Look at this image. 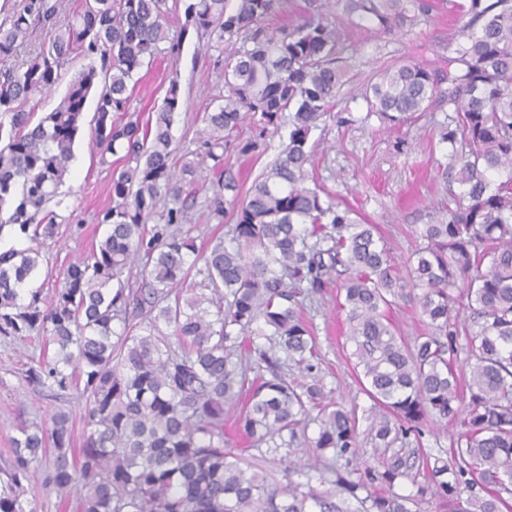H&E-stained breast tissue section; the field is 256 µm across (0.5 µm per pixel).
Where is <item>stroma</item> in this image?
I'll return each instance as SVG.
<instances>
[{"mask_svg":"<svg viewBox=\"0 0 512 512\" xmlns=\"http://www.w3.org/2000/svg\"><path fill=\"white\" fill-rule=\"evenodd\" d=\"M431 9L420 15L414 25L393 32L346 29L343 38L342 65L347 82L341 89L330 118L320 122L312 134L316 144L315 181L336 202L356 211L362 222L376 225L391 247L396 263H403L415 247L417 225L436 220L439 209L454 206L460 186L445 174L448 162L446 145L439 142L438 125L446 108L418 112L404 124L392 127L368 111L363 97L375 74L388 65L417 60L446 74L448 65L442 58L448 37L462 24L459 15L449 10L448 0H429ZM168 23L171 32H183L177 59L165 58L135 86L131 101L132 116L147 120L162 105L170 80L180 87V105L173 116L174 163L199 159L202 152L199 132L203 113L213 111L221 103L224 88V56L232 52L234 43L225 42L223 49L211 47L207 36L196 30H183L184 4L171 0ZM94 102H87L81 132L75 144V158L62 188V202L56 211L63 220L56 236L41 244L43 264L32 287L41 289L44 299H51L61 288L67 266L86 254L102 231L96 217L112 204V176L119 161L100 163L92 150ZM287 137L286 129H268L259 149L239 154L236 147H226L224 167L234 179L239 196H246L256 178L276 157ZM216 175L212 161H205L197 175L195 204L188 209L186 224L191 227L197 247H204L217 223L234 224L233 214L223 221L212 218L207 209L211 183ZM335 288L306 302L304 313L318 344L317 368L313 373L300 372L286 365L289 378L319 384L329 400L340 403L356 416L359 469L382 471L385 452L374 447L368 430L370 400L362 391L352 370L344 332L345 313ZM37 341L4 338L0 335V468L12 458L13 440L21 425L29 422L50 423L52 416L67 412L80 418L82 397L75 387H38L24 377L25 365L40 357ZM454 427L441 426L429 420L417 443L405 450L415 461L407 476L398 478L393 490L412 495L427 481L426 458H450ZM318 434L317 423H310L306 439L291 448V460L301 467L292 472L293 482L311 483L318 490L330 489L337 462L332 453L314 458L311 442Z\"/></svg>","mask_w":512,"mask_h":512,"instance_id":"stroma-1","label":"stroma"}]
</instances>
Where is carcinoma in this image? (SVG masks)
<instances>
[{"instance_id": "obj_1", "label": "carcinoma", "mask_w": 512, "mask_h": 512, "mask_svg": "<svg viewBox=\"0 0 512 512\" xmlns=\"http://www.w3.org/2000/svg\"><path fill=\"white\" fill-rule=\"evenodd\" d=\"M408 0H336L350 24L389 32L410 20ZM283 0H192L186 24L216 47L237 39L224 57L227 94L202 116L205 157L221 164L224 142L247 121L263 137L288 124L287 141L244 201L233 179L218 177L208 207L232 210L229 240L198 251L184 228L180 199L197 162L171 171V125L179 104L172 82L155 120H124L136 75L162 54H179L167 0H81L61 21L64 0H18L0 22V56L28 41L34 26L48 41L21 70L0 71V236L9 227L33 242L55 236L58 214L46 208L74 158L88 95L99 89L94 141L100 161L123 153L112 177V206L98 216L99 241L71 263L48 305L25 291L37 248L0 249V335L46 338L50 359L25 370L28 383L83 382L84 448H70L73 422L57 413L14 439L0 478V512H37L23 481L48 459V480L78 496L77 512H412L426 494L441 512H502L512 495V0H449L464 23L448 37V87L436 72L406 61L379 74L365 93L368 111L392 125L448 104L440 142L446 172L464 202L418 225L419 244L406 274L372 224L310 187L318 123L345 84L339 65L341 22L308 15L284 29L265 25ZM99 56L50 112L27 106L55 87L80 57ZM506 174V179L499 176ZM233 196L226 198L224 192ZM159 217L161 223L150 220ZM202 266H197V262ZM138 264L142 287L124 276ZM199 286L187 284L191 272ZM336 285L343 296L353 369L372 401L370 438L390 449L434 417L455 427L452 463L434 459L431 488L414 495L393 487L408 468L403 449L383 472L354 479L356 420L322 401L320 388L288 381L279 359L254 343L264 337L295 363L313 369L317 346L303 300ZM409 303L427 331L408 342L389 317ZM470 323L459 325V313ZM123 325L121 332L113 322ZM168 327L166 333L162 327ZM319 408L314 448L344 464L335 489L317 493L279 481L269 454L305 434L309 407ZM240 434L266 445L261 458L238 456L224 439V416ZM366 491V496L359 495Z\"/></svg>"}]
</instances>
